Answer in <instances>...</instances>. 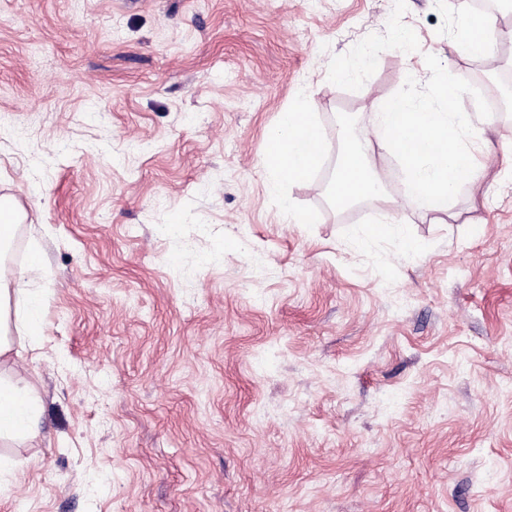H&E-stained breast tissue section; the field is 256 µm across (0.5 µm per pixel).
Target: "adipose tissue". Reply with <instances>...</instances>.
I'll return each instance as SVG.
<instances>
[{
    "instance_id": "obj_1",
    "label": "adipose tissue",
    "mask_w": 512,
    "mask_h": 512,
    "mask_svg": "<svg viewBox=\"0 0 512 512\" xmlns=\"http://www.w3.org/2000/svg\"><path fill=\"white\" fill-rule=\"evenodd\" d=\"M326 139L311 113H284L267 137L266 167L271 189L281 180L307 181L320 166ZM45 269L40 255H32L11 277L0 271V398L18 396L24 401L21 416L0 414V446L32 443L42 435L41 409L36 386L16 368L14 343L40 335L45 296L36 283Z\"/></svg>"
}]
</instances>
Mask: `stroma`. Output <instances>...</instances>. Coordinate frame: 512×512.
<instances>
[{
    "label": "stroma",
    "instance_id": "stroma-1",
    "mask_svg": "<svg viewBox=\"0 0 512 512\" xmlns=\"http://www.w3.org/2000/svg\"><path fill=\"white\" fill-rule=\"evenodd\" d=\"M462 0H0V197L40 254L44 438L0 512H512V111L444 217L374 147L332 209L346 111L424 57L512 73V13L462 57ZM366 55L352 79L337 61ZM303 100L327 142L268 189ZM311 217L288 223L281 197ZM415 243L367 232L383 218Z\"/></svg>",
    "mask_w": 512,
    "mask_h": 512
}]
</instances>
